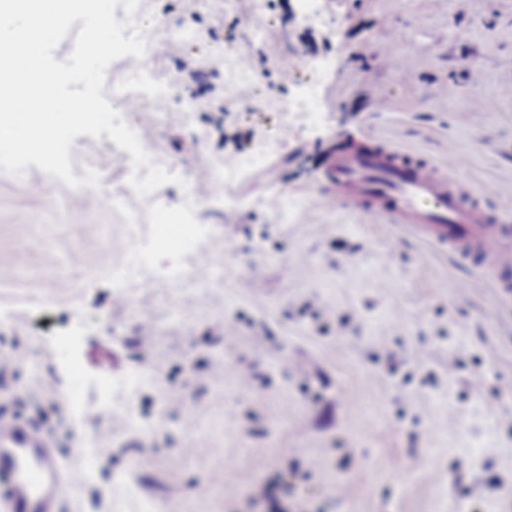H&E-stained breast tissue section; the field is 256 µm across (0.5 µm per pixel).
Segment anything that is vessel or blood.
Listing matches in <instances>:
<instances>
[{
	"instance_id": "vessel-or-blood-1",
	"label": "vessel or blood",
	"mask_w": 512,
	"mask_h": 512,
	"mask_svg": "<svg viewBox=\"0 0 512 512\" xmlns=\"http://www.w3.org/2000/svg\"><path fill=\"white\" fill-rule=\"evenodd\" d=\"M326 191L386 229L411 228L464 259L496 271L502 299L512 298V226L460 184V164H417L393 145L336 148L323 159ZM82 484L51 434L32 421L0 414V512H62Z\"/></svg>"
}]
</instances>
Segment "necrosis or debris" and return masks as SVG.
Listing matches in <instances>:
<instances>
[{
    "instance_id": "1",
    "label": "necrosis or debris",
    "mask_w": 512,
    "mask_h": 512,
    "mask_svg": "<svg viewBox=\"0 0 512 512\" xmlns=\"http://www.w3.org/2000/svg\"><path fill=\"white\" fill-rule=\"evenodd\" d=\"M108 91L123 102L141 106L180 94L178 85L154 82L146 65L113 79ZM144 203V208L127 213V242L119 262L110 270L113 287L122 293L159 279L174 285L193 281L198 264L207 255L205 243L209 232L194 219L198 202L193 194H185L176 207L170 206L157 192L146 196ZM161 254L169 258L168 265L162 269L156 264Z\"/></svg>"
}]
</instances>
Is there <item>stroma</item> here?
Wrapping results in <instances>:
<instances>
[{"instance_id": "1", "label": "stroma", "mask_w": 512, "mask_h": 512, "mask_svg": "<svg viewBox=\"0 0 512 512\" xmlns=\"http://www.w3.org/2000/svg\"><path fill=\"white\" fill-rule=\"evenodd\" d=\"M317 9L141 0L139 24L170 46L154 80L180 64L206 79L159 112L112 106L184 178L164 197L193 188L223 283L203 271L119 298L112 245L140 203L100 205L130 177L108 134L70 148L98 188L0 172V411L78 466L82 442L112 438L64 512H512V302L484 267L389 237L318 189L327 150L374 137L434 165L460 158L463 185L512 224V0ZM232 65L248 79L229 83ZM311 84L328 113L316 128L287 109ZM259 149L265 163L242 168ZM218 168L232 175L221 187ZM287 196L299 206L282 223ZM140 368L154 381L133 395L134 430L99 383Z\"/></svg>"}]
</instances>
